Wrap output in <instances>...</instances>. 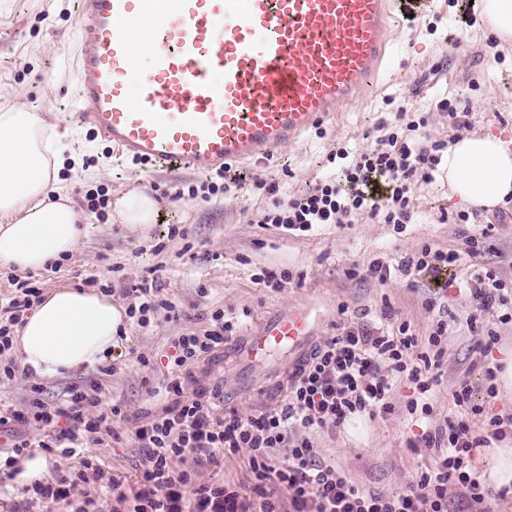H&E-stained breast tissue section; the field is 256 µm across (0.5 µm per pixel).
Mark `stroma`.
Listing matches in <instances>:
<instances>
[{
	"instance_id": "1",
	"label": "stroma",
	"mask_w": 512,
	"mask_h": 512,
	"mask_svg": "<svg viewBox=\"0 0 512 512\" xmlns=\"http://www.w3.org/2000/svg\"><path fill=\"white\" fill-rule=\"evenodd\" d=\"M459 0H429L423 15L400 20L388 65L364 96L337 112L334 119L308 130L299 140L269 161L238 166L243 181L226 197L204 202L186 198L185 190L200 185L202 175L170 173L149 164H133L113 151L111 143L76 115L81 107L75 95L74 52L78 18L74 0H0V109L21 104L44 113L48 123L68 129L80 153L79 164L65 162L59 172L64 188L80 208L87 196L100 190L106 199L116 192L142 190L159 202L154 224L141 230L123 225L105 230L91 223L68 257L47 273H27L42 291L63 284L111 287L112 299L128 305L129 282L148 269L161 270L162 297L180 311L179 319L151 315L148 326L129 321V339L115 353L108 368L77 372L63 378L42 379L19 371L15 380L0 384V403L20 408L36 402L62 401L73 387H98L105 404L119 403L127 416L121 431L131 432L140 422L159 413L165 400L152 396L171 372L173 339L191 330L210 328L212 312L235 322L232 338L193 368L192 388L212 389L227 384L235 390L232 403L240 416L277 407L282 391L272 390L273 377L285 353L274 360L248 365L233 351L265 317L294 306L312 307L319 315L314 345L339 333L348 322H360L387 332L398 323H410L417 334L429 335L439 308L448 312L443 375L432 400L433 426H444L457 409L450 394L467 382L473 400L486 415L512 417V392H485V369L512 351V322L500 323L497 314L483 318L498 342L479 353V337L469 322L474 314L470 286L475 275L493 272L512 281V206L480 212L490 224L481 258L466 257V237L473 227L461 223L462 206L448 197L446 177L414 188L413 223L393 225L366 216L349 224H328L306 236L283 229L260 227L252 221L267 198L257 183L279 184L300 195L316 182L338 171L331 155L373 146L381 123L417 121L418 138L453 142L461 133L434 103L443 96L456 98L458 111L467 115L469 131L490 132L512 139V44L499 41L480 23L465 24ZM185 228L187 239H168L169 225ZM163 251H156V244ZM429 245L460 253L449 271L445 290L434 288L426 276L402 274L404 257ZM391 267V277L380 281L369 272L374 260ZM288 272L283 288L258 283L257 274ZM413 393L405 382L393 389L395 413L369 419L359 417L342 427L336 437L319 436L324 458L335 462L357 485L381 492L405 490L428 463L423 448L409 439L418 434L405 414ZM49 471L80 469L84 457L95 456L102 468L135 477L142 450L132 440L123 445H93L69 454L46 449Z\"/></svg>"
}]
</instances>
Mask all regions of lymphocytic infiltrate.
<instances>
[{
	"label": "lymphocytic infiltrate",
	"mask_w": 512,
	"mask_h": 512,
	"mask_svg": "<svg viewBox=\"0 0 512 512\" xmlns=\"http://www.w3.org/2000/svg\"><path fill=\"white\" fill-rule=\"evenodd\" d=\"M416 129L412 121L392 128L366 150L339 152L340 178L320 180L303 196L268 186L270 203L255 214L254 223L298 235L325 224L350 223L355 215L397 226L412 223L414 182L432 178L445 150L444 143L416 138ZM159 281L152 271L128 289L133 299L128 315L139 326H147L148 314L175 311L172 302L161 298ZM507 288L493 273L475 277L470 293L476 312L497 307L501 323L512 322ZM40 297V288L23 281L15 295L0 302V355L12 349L13 326ZM211 319L213 329L183 334L173 343V371L164 387L167 403L134 431L144 450L135 482L119 472H104L87 458L80 472L58 471L34 483L36 500L45 505L69 501L91 474L99 491L113 496V512H450L452 495L468 512H488L489 493L472 466V452L512 435V419L483 417L467 383L451 394L461 415L411 440V447L429 449L433 463L405 491L384 495L359 488L322 458L316 441L320 434L335 436L353 418L391 413L397 381L415 386L406 414L416 420L431 416V396L444 365L446 320H438L424 338L405 322L391 334L350 323L315 349L293 376L283 406L244 419L225 408L219 394L186 389L193 366L223 346L235 330L223 312H213ZM121 415L119 405L103 410L97 390L84 388L70 390L62 404L0 408V433H10L13 451L5 464L13 466L34 444L74 449L106 438L122 443L113 427ZM283 449L288 452L284 458L279 455ZM239 454L250 474L248 484L206 479L198 472L199 465L217 466ZM178 460L184 461L183 469H175Z\"/></svg>",
	"instance_id": "obj_1"
}]
</instances>
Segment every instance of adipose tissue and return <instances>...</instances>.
<instances>
[{
  "instance_id": "ef3b65f1",
  "label": "adipose tissue",
  "mask_w": 512,
  "mask_h": 512,
  "mask_svg": "<svg viewBox=\"0 0 512 512\" xmlns=\"http://www.w3.org/2000/svg\"><path fill=\"white\" fill-rule=\"evenodd\" d=\"M69 134L42 113L17 105L0 113V267L45 272L72 253L84 234V215L54 182L69 151ZM440 171L453 199L476 210L512 204V141L491 133H467L444 152ZM159 203L132 190L117 196L110 220L149 228ZM124 308L100 291L63 284L15 328L23 369L53 379L107 364L121 349ZM483 477L494 489L512 491V448L477 451Z\"/></svg>"
}]
</instances>
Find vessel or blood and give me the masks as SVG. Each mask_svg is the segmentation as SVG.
<instances>
[{
	"mask_svg": "<svg viewBox=\"0 0 512 512\" xmlns=\"http://www.w3.org/2000/svg\"><path fill=\"white\" fill-rule=\"evenodd\" d=\"M405 0H78L81 123L128 158L200 174L267 158L358 99ZM316 314L291 308L235 351L288 350Z\"/></svg>",
	"mask_w": 512,
	"mask_h": 512,
	"instance_id": "vessel-or-blood-1",
	"label": "vessel or blood"
}]
</instances>
